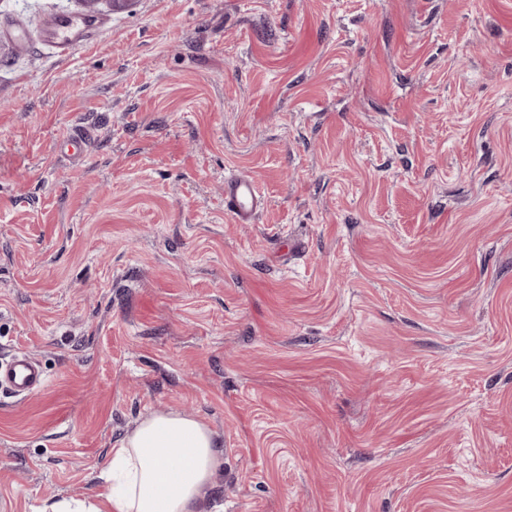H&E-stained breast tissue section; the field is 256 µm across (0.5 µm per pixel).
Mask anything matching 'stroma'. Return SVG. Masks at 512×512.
Instances as JSON below:
<instances>
[{
    "label": "stroma",
    "mask_w": 512,
    "mask_h": 512,
    "mask_svg": "<svg viewBox=\"0 0 512 512\" xmlns=\"http://www.w3.org/2000/svg\"><path fill=\"white\" fill-rule=\"evenodd\" d=\"M64 13L100 28L62 57ZM0 25V362L47 378L0 393V512L98 493L163 409L222 439L217 512H512V0ZM264 204L263 194L253 180L234 174L224 178V209L237 222H254ZM46 377L38 362L17 353L6 367H0V389H8L15 396H24L46 384Z\"/></svg>",
    "instance_id": "obj_1"
}]
</instances>
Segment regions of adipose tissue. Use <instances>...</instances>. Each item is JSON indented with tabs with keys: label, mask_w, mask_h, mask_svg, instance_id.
<instances>
[{
	"label": "adipose tissue",
	"mask_w": 512,
	"mask_h": 512,
	"mask_svg": "<svg viewBox=\"0 0 512 512\" xmlns=\"http://www.w3.org/2000/svg\"><path fill=\"white\" fill-rule=\"evenodd\" d=\"M223 463L220 438L205 419L154 413L110 449L101 492L49 500L41 512H207Z\"/></svg>",
	"instance_id": "adipose-tissue-1"
}]
</instances>
